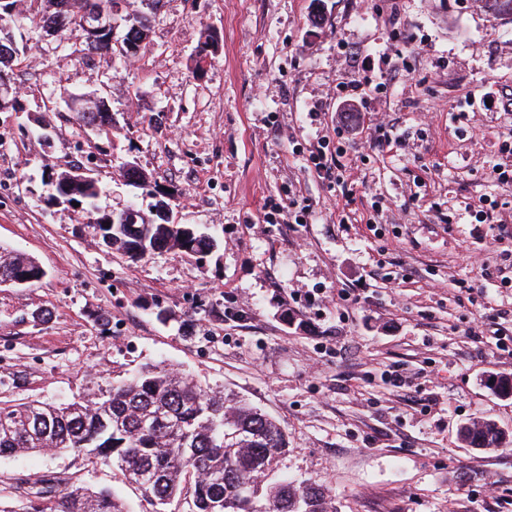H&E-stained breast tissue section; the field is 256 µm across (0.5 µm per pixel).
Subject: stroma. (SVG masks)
Wrapping results in <instances>:
<instances>
[{"mask_svg": "<svg viewBox=\"0 0 512 512\" xmlns=\"http://www.w3.org/2000/svg\"><path fill=\"white\" fill-rule=\"evenodd\" d=\"M0 111V251L44 277L0 285V400H77L167 363L235 394L288 436L276 473L326 486L336 512H512V448L477 450L479 418L512 432V182L491 174L512 136V16L482 0H161L139 55L76 54L34 28ZM218 34L201 76L207 32ZM359 95L347 102L345 88ZM103 96L100 134L67 108ZM327 137L356 191L309 169ZM169 189L182 224L219 245L131 262L89 216L47 206L53 172L93 167L118 204L148 209L124 163ZM308 203L303 224L265 204ZM405 378L393 386V375ZM53 474L152 504L102 461L70 451L0 457V488Z\"/></svg>", "mask_w": 512, "mask_h": 512, "instance_id": "35a3bbf8", "label": "stroma"}]
</instances>
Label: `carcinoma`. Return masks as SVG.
I'll list each match as a JSON object with an SVG mask.
<instances>
[{
	"label": "carcinoma",
	"mask_w": 512,
	"mask_h": 512,
	"mask_svg": "<svg viewBox=\"0 0 512 512\" xmlns=\"http://www.w3.org/2000/svg\"><path fill=\"white\" fill-rule=\"evenodd\" d=\"M111 2L49 0L53 11L35 15L32 23L70 41L76 52L130 60L148 35L144 14L126 21L129 47L121 51L107 41L89 44L81 37V11ZM72 109L83 125L99 133L112 125L104 103L87 112L76 99ZM124 176L142 194L164 196L139 171ZM48 185L47 205L77 202L91 214L104 192L99 183L73 181L69 170L49 175ZM155 208L154 203L146 213L134 208L126 223L108 229L119 240L118 253L137 262L161 252L192 257L213 248L214 239L199 230L187 239L183 225L157 223ZM13 278L39 280L34 261L1 260L0 281ZM460 437L476 449L512 447V433L487 419L462 426ZM287 450V435L270 415L231 394L204 389L161 363L78 401L0 402V456L82 452L115 466L158 506L156 512H166L177 497L188 504L187 512H331L323 485L270 480ZM5 491L1 488L0 494ZM6 492L20 502L15 512H125L111 490H95L71 477L21 479Z\"/></svg>",
	"instance_id": "obj_1"
}]
</instances>
